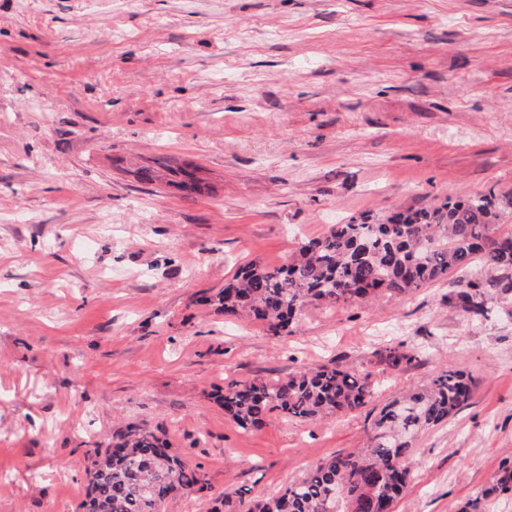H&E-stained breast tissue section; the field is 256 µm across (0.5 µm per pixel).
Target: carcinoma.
I'll list each match as a JSON object with an SVG mask.
<instances>
[{
  "instance_id": "carcinoma-1",
  "label": "carcinoma",
  "mask_w": 512,
  "mask_h": 512,
  "mask_svg": "<svg viewBox=\"0 0 512 512\" xmlns=\"http://www.w3.org/2000/svg\"><path fill=\"white\" fill-rule=\"evenodd\" d=\"M183 176L174 185L195 191V171L164 158L137 171L142 181ZM512 215V199L489 189L450 193L418 210L377 219L363 217L335 224L305 242L292 263L269 269L242 266L233 282L216 295L229 316L246 315L266 324L274 335L289 332L296 315L309 305L330 307L367 302L381 294L405 297L423 284L469 270L479 262L488 271L512 268V231L499 232ZM509 292L491 280L462 276L449 282L448 301L469 318L489 312L498 294ZM381 362L402 371L414 360L404 349L387 347ZM472 377L441 369L430 380L387 404L373 418L367 448L339 454L303 479L263 502L226 494L227 512H381L394 508L416 465L414 441L430 427L451 420L473 396ZM371 374L322 365L276 380L231 381L221 397L224 412L245 432L260 430L269 414L309 421L353 413L373 398ZM84 512H163L168 499L204 489L197 468L170 452L153 432L127 426L112 434V444L95 447L87 468ZM512 491V470L467 501L462 512H485V502Z\"/></svg>"
}]
</instances>
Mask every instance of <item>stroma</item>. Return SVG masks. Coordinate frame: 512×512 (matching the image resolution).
Wrapping results in <instances>:
<instances>
[{
  "mask_svg": "<svg viewBox=\"0 0 512 512\" xmlns=\"http://www.w3.org/2000/svg\"><path fill=\"white\" fill-rule=\"evenodd\" d=\"M157 156L207 190L137 181ZM491 188L512 192V0H0V512H81L89 451L129 424L205 481L165 512L269 498L370 417L246 433L218 397L332 362L376 408L473 377L394 507L459 512L512 467V304L467 318L440 279L275 336L211 298L331 224ZM379 356L381 362L393 371H403L415 359L410 351L397 347H387Z\"/></svg>",
  "mask_w": 512,
  "mask_h": 512,
  "instance_id": "35a3bbf8",
  "label": "stroma"
}]
</instances>
